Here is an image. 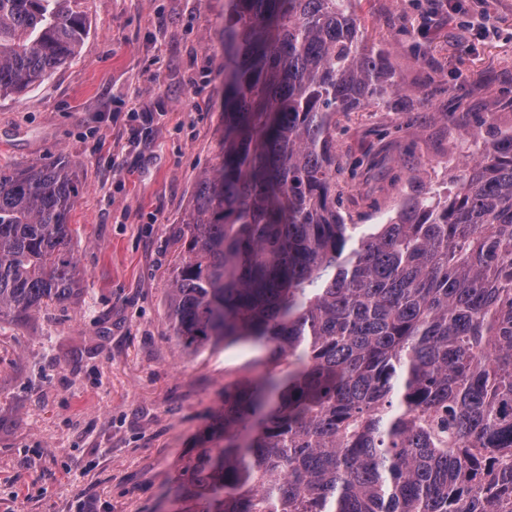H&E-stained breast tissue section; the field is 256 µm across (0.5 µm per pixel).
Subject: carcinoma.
<instances>
[{"mask_svg": "<svg viewBox=\"0 0 512 512\" xmlns=\"http://www.w3.org/2000/svg\"><path fill=\"white\" fill-rule=\"evenodd\" d=\"M356 0H224L222 160L182 220L186 351L264 350L224 387L198 512H512V134L357 241L336 116L398 90ZM80 0H0V98L74 60ZM63 159L0 170V316L76 295Z\"/></svg>", "mask_w": 512, "mask_h": 512, "instance_id": "obj_1", "label": "carcinoma"}]
</instances>
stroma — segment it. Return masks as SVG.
<instances>
[{"label": "stroma", "mask_w": 512, "mask_h": 512, "mask_svg": "<svg viewBox=\"0 0 512 512\" xmlns=\"http://www.w3.org/2000/svg\"><path fill=\"white\" fill-rule=\"evenodd\" d=\"M447 2L357 0L404 93L338 117L336 207L356 235L512 126V0ZM83 9L79 57L0 98L1 168L62 158L78 174L81 275L77 297L0 318V512H184L178 485L224 445V388L261 355L184 351L167 315L180 223L221 161L224 0ZM135 91L148 121L127 115ZM491 106L496 128L477 127Z\"/></svg>", "instance_id": "obj_1"}]
</instances>
